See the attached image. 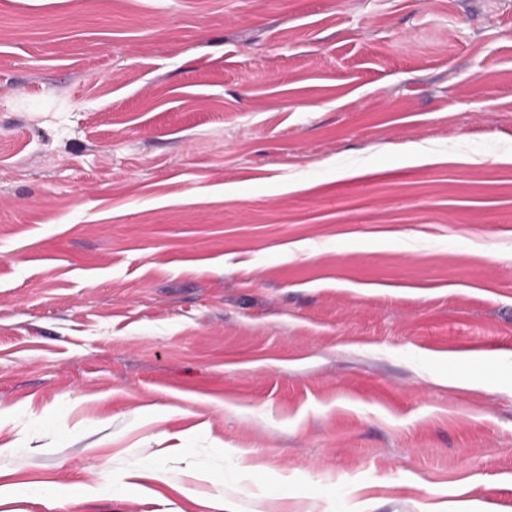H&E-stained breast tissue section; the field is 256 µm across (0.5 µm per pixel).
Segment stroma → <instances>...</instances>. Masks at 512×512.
<instances>
[{
	"label": "stroma",
	"instance_id": "obj_1",
	"mask_svg": "<svg viewBox=\"0 0 512 512\" xmlns=\"http://www.w3.org/2000/svg\"><path fill=\"white\" fill-rule=\"evenodd\" d=\"M219 493L512 512V0H0V512Z\"/></svg>",
	"mask_w": 512,
	"mask_h": 512
}]
</instances>
